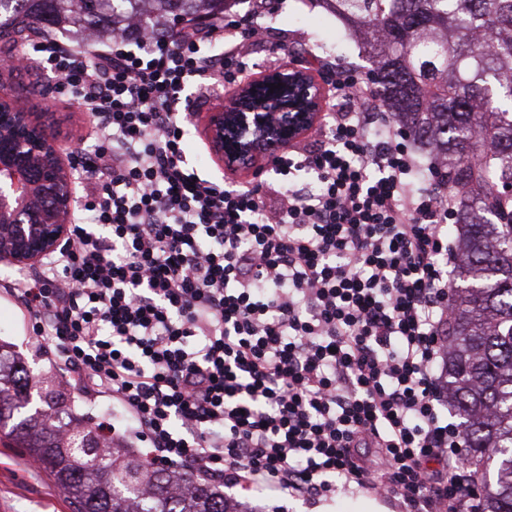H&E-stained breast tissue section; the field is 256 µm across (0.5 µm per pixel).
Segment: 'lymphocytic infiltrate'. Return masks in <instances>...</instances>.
<instances>
[{"label": "lymphocytic infiltrate", "mask_w": 512, "mask_h": 512, "mask_svg": "<svg viewBox=\"0 0 512 512\" xmlns=\"http://www.w3.org/2000/svg\"><path fill=\"white\" fill-rule=\"evenodd\" d=\"M257 12L100 44L29 43L96 129L95 179L68 247L11 294L64 375L112 404L153 464L306 501L363 488L400 512H478L448 420V186L371 89L339 71L337 109L244 187L185 160L189 84L241 81ZM223 41L224 53L204 52Z\"/></svg>", "instance_id": "lymphocytic-infiltrate-1"}]
</instances>
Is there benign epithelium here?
Listing matches in <instances>:
<instances>
[{
	"mask_svg": "<svg viewBox=\"0 0 512 512\" xmlns=\"http://www.w3.org/2000/svg\"><path fill=\"white\" fill-rule=\"evenodd\" d=\"M325 110V88L289 64L247 82L205 115L211 150L230 166L271 160ZM75 166L16 102L0 100V263L29 267L69 244Z\"/></svg>",
	"mask_w": 512,
	"mask_h": 512,
	"instance_id": "benign-epithelium-1",
	"label": "benign epithelium"
}]
</instances>
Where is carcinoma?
I'll return each mask as SVG.
<instances>
[{
    "mask_svg": "<svg viewBox=\"0 0 512 512\" xmlns=\"http://www.w3.org/2000/svg\"><path fill=\"white\" fill-rule=\"evenodd\" d=\"M231 0H0V39L56 25L137 37L159 16L216 18ZM361 39L383 109L445 169L456 210L448 401L481 474V512H512V0H320ZM0 341V428L46 466L76 512H250L210 481L100 454L63 388Z\"/></svg>",
    "mask_w": 512,
    "mask_h": 512,
    "instance_id": "1",
    "label": "carcinoma"
}]
</instances>
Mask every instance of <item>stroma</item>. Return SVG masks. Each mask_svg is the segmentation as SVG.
Masks as SVG:
<instances>
[{
  "instance_id": "1",
  "label": "stroma",
  "mask_w": 512,
  "mask_h": 512,
  "mask_svg": "<svg viewBox=\"0 0 512 512\" xmlns=\"http://www.w3.org/2000/svg\"><path fill=\"white\" fill-rule=\"evenodd\" d=\"M261 22L269 31L265 43L254 47L257 73L290 63L304 65L316 78L331 77L334 70H364L368 61L344 24L315 4L314 0H263ZM53 80L37 62L14 73L0 74V97L17 100L27 111L37 113L45 133L57 139L64 151L85 154L95 143L90 116L75 100H60L52 91ZM231 86L217 84L201 97L195 87L185 91L193 100L196 117L185 118L186 160L190 168L210 179L246 185L254 179L251 169H230L210 151L202 119L205 112L224 100ZM7 280L0 277V340L13 344L27 360L33 373L58 372L60 361L54 353L35 342L33 321L6 291ZM231 497L253 512H366L374 504L376 512H399L398 503L360 489L339 492L316 504L289 498L285 494H261L240 487ZM0 512H73L67 493L49 476L45 467L34 466L26 449L16 448L6 432L0 431Z\"/></svg>"
}]
</instances>
